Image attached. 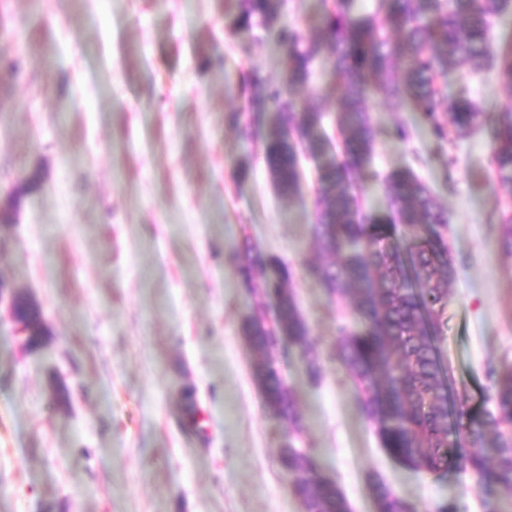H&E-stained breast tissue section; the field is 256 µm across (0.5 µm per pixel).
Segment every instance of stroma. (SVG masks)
<instances>
[{
	"label": "stroma",
	"mask_w": 512,
	"mask_h": 512,
	"mask_svg": "<svg viewBox=\"0 0 512 512\" xmlns=\"http://www.w3.org/2000/svg\"><path fill=\"white\" fill-rule=\"evenodd\" d=\"M227 0H0L1 43L19 75L0 74V205L35 172L45 180L15 219L0 221V286L31 295L47 336L25 347L0 312V512H302L280 465L286 422L265 405L263 355L243 325L256 302L229 257L244 239L294 271L290 289L321 372L295 346L273 352L298 408L299 447L351 512H376L375 482L418 512H512V493L468 475L415 472L394 461L335 358L350 306L304 268L313 242L318 163L299 193L275 190L260 142L228 115L247 96L226 73L257 71L332 130L339 86L327 65L288 85L275 34H233ZM323 0H285L281 24L317 33ZM447 97L487 112L512 107L494 72L448 70ZM366 109L382 131L365 202L384 208L381 178L409 168L449 217L457 277L442 349L471 407L488 364L512 363V253L484 131L444 144L409 105L380 95ZM401 124L405 141L385 127ZM194 401L199 428H188Z\"/></svg>",
	"instance_id": "1"
}]
</instances>
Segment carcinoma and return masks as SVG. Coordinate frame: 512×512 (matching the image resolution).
Here are the masks:
<instances>
[{
	"instance_id": "obj_1",
	"label": "carcinoma",
	"mask_w": 512,
	"mask_h": 512,
	"mask_svg": "<svg viewBox=\"0 0 512 512\" xmlns=\"http://www.w3.org/2000/svg\"><path fill=\"white\" fill-rule=\"evenodd\" d=\"M230 26L240 34L257 27L277 29L288 83L309 81L315 62L324 60L339 79L338 143L322 133L324 114L299 112L281 89L258 72L239 75L249 108L268 114L264 123L229 114L241 138L259 139L272 183L284 198L298 194L299 154L320 160L311 234L336 256L325 266H308L328 295L346 300L363 322L356 331L338 327L337 361L352 381L362 414L373 422L383 447L400 464L429 474L467 473L481 487L495 482L512 491V364L488 369L485 407L472 410L454 395L439 337L447 324L448 284L457 269L444 231L448 212L410 169L384 180L387 207L363 206L361 178L374 154L377 125L365 101L378 92L408 102L440 140L466 137L477 126L491 134V166L497 183L512 194V112L487 113L468 97L445 101L440 81L452 66L480 74L495 72L512 93V42L494 55L490 34L512 14V0H376L375 11H358V0H324L321 35L305 37L279 27L281 0H235ZM394 68L398 82L382 77ZM415 232L403 241L398 229ZM238 270L245 287L273 297L274 306L255 304L244 324L246 339L262 353L288 339L300 350L308 371L320 364L308 328L288 288L294 272L282 259L244 244ZM268 409L299 426L291 390L269 365L256 371ZM494 448L490 458L484 448ZM303 512H349L338 487L294 442L280 451ZM377 512H417L382 482L373 485Z\"/></svg>"
}]
</instances>
